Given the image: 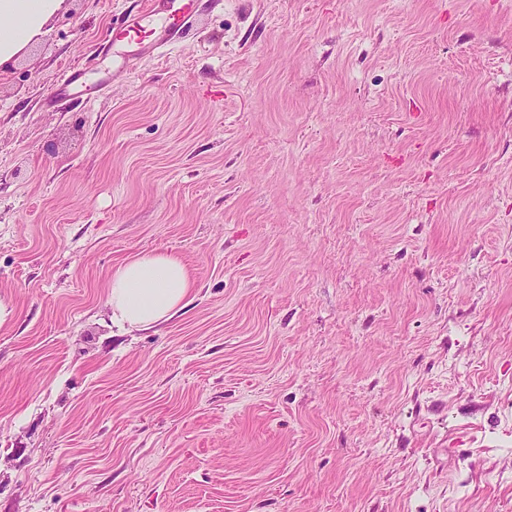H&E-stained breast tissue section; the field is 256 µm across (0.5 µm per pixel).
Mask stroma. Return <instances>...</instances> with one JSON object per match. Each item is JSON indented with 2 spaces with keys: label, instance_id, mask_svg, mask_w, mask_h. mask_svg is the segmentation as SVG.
<instances>
[{
  "label": "stroma",
  "instance_id": "1",
  "mask_svg": "<svg viewBox=\"0 0 512 512\" xmlns=\"http://www.w3.org/2000/svg\"><path fill=\"white\" fill-rule=\"evenodd\" d=\"M145 5L0 73V512H512V0H200L44 107ZM85 74L86 72L82 69L65 72L47 97V104L52 106L61 99L77 98L83 95L90 87L85 81ZM194 288L185 266L172 254H139L112 272L108 283L112 322L130 329L165 323L185 306Z\"/></svg>",
  "mask_w": 512,
  "mask_h": 512
}]
</instances>
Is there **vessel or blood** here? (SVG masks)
<instances>
[{"label": "vessel or blood", "instance_id": "b4317fda", "mask_svg": "<svg viewBox=\"0 0 512 512\" xmlns=\"http://www.w3.org/2000/svg\"><path fill=\"white\" fill-rule=\"evenodd\" d=\"M198 11V0H147L140 12L126 15L113 25L112 38L101 52L106 55L113 49H131L132 54L125 57L124 64L135 69L137 59L158 56L177 46L192 27ZM87 89L84 70L68 71L46 102L52 105L65 98H76Z\"/></svg>", "mask_w": 512, "mask_h": 512}]
</instances>
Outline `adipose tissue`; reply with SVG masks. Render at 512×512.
I'll use <instances>...</instances> for the list:
<instances>
[{
    "instance_id": "obj_1",
    "label": "adipose tissue",
    "mask_w": 512,
    "mask_h": 512,
    "mask_svg": "<svg viewBox=\"0 0 512 512\" xmlns=\"http://www.w3.org/2000/svg\"><path fill=\"white\" fill-rule=\"evenodd\" d=\"M65 0H0V70L46 32ZM194 289L185 266L175 256L158 252L125 261L108 283L113 322L143 329L170 320Z\"/></svg>"
}]
</instances>
